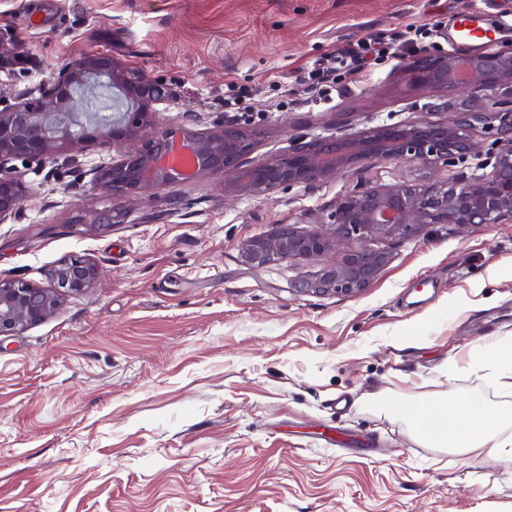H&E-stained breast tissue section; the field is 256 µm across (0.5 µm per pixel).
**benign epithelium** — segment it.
Listing matches in <instances>:
<instances>
[{
	"mask_svg": "<svg viewBox=\"0 0 512 512\" xmlns=\"http://www.w3.org/2000/svg\"><path fill=\"white\" fill-rule=\"evenodd\" d=\"M413 83L450 90L462 108L439 121L419 120L377 126L357 133L295 140L288 150L261 163L249 160L253 141L234 126L218 134L187 130L152 132L161 85L123 67L105 54L88 53L60 68L39 97L0 109V223L15 213L26 186L9 163L43 161L91 141L119 143L121 159L100 172L96 182L112 196H150L165 185L197 176H224V200L259 196L277 188L330 183L367 160L414 163L433 175L482 154L478 132L493 130L500 149L481 174L451 181L431 177L419 182L358 183L340 197L319 225L303 230L281 224L248 240L242 259L254 267L275 262L321 263L312 277L296 279L300 293L349 296L367 287L390 261L379 244L418 238L432 224L468 226L512 222V51L477 55L427 54L407 63ZM105 83L128 105L119 120L103 123L86 93ZM484 90L501 97L488 106ZM123 222V213L107 209L93 223ZM354 246L334 262L326 257L344 242ZM53 285L0 279V335L9 336L57 313L62 296L96 284L98 268L81 257L65 258L51 274Z\"/></svg>",
	"mask_w": 512,
	"mask_h": 512,
	"instance_id": "obj_1",
	"label": "benign epithelium"
}]
</instances>
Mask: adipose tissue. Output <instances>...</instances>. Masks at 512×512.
<instances>
[{
	"label": "adipose tissue",
	"mask_w": 512,
	"mask_h": 512,
	"mask_svg": "<svg viewBox=\"0 0 512 512\" xmlns=\"http://www.w3.org/2000/svg\"><path fill=\"white\" fill-rule=\"evenodd\" d=\"M471 368L487 385L512 393V336L480 349ZM387 411L391 418L405 420L424 447L480 449L492 457L512 458V408L493 406L479 391L400 401Z\"/></svg>",
	"instance_id": "adipose-tissue-1"
}]
</instances>
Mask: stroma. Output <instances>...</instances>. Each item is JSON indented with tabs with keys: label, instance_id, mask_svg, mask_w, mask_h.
I'll list each match as a JSON object with an SVG mask.
<instances>
[{
	"label": "stroma",
	"instance_id": "obj_1",
	"mask_svg": "<svg viewBox=\"0 0 512 512\" xmlns=\"http://www.w3.org/2000/svg\"><path fill=\"white\" fill-rule=\"evenodd\" d=\"M481 5L512 15V0H0V101L103 53L164 85L158 129L232 124L260 163L293 138L443 119L455 95L405 65L448 53L456 12ZM366 39L373 64L306 92ZM119 157L92 143L15 164L26 198L0 223V279L46 286L72 256L100 278L0 336V512H512L511 460L421 447L376 404L483 388L473 352L512 336V223L432 225L387 242L357 294L306 295L293 283L319 265L251 267L243 243L423 169L368 160L228 204L219 173L107 196L95 178ZM112 207L123 223L93 224Z\"/></svg>",
	"mask_w": 512,
	"mask_h": 512
}]
</instances>
